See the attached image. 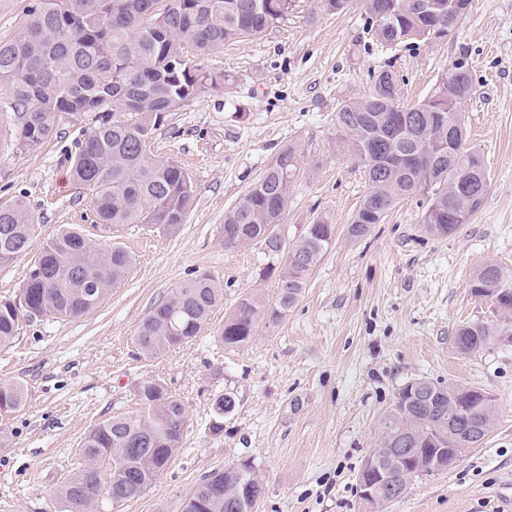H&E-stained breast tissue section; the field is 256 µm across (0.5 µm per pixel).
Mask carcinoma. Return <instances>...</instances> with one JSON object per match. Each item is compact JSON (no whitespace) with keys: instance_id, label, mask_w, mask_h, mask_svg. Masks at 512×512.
Here are the masks:
<instances>
[{"instance_id":"cac0c4a2","label":"carcinoma","mask_w":512,"mask_h":512,"mask_svg":"<svg viewBox=\"0 0 512 512\" xmlns=\"http://www.w3.org/2000/svg\"><path fill=\"white\" fill-rule=\"evenodd\" d=\"M359 0L370 30L382 46H396L419 33L442 40L456 29L448 0ZM293 0H39L26 14L22 32L0 38V81L9 85L5 108L15 117L20 147L39 149L59 133L63 116L99 113L97 125L77 143L72 177L90 196L97 223L105 230L149 224L173 234L195 201L188 172L150 151L167 112H176L206 88L228 84L219 70L201 61L231 42L258 37L279 24ZM394 73L381 70L371 90L344 101L336 112L339 146L363 168L368 190L352 214L349 234L367 236L399 200L428 201L422 224L432 236L448 237L470 223L488 193L484 159L467 146L460 103L472 79L466 62L425 100L403 104ZM301 170L297 148L283 149L263 175L224 213V247L261 245L258 237L284 223L289 189ZM335 225L325 215L283 242L285 261H272L261 276L274 278L277 292L256 289L224 315L218 341L226 349L248 345L259 327H278L307 288L310 270L332 244ZM34 224L21 198L0 206V265L28 253ZM135 257L116 243L103 245L79 225H67L46 242L32 262L19 300L0 298V348L13 343L22 322L54 314L78 318L97 307L120 284ZM504 300L488 321L457 326L451 346L474 355L512 340V267L497 261L479 265L471 293ZM221 283L203 272L172 289L138 327L135 343L157 358L195 340L222 304ZM139 411L113 416L81 440V462L56 489L63 512H87L106 499L117 509L139 497L182 448L187 425L183 404L157 377L137 388ZM24 385L0 382V415L21 409ZM233 394L217 395L210 429L224 431L234 412ZM497 420L495 399L464 385L423 379L399 389L376 448L358 479L380 487L362 497L366 512H384L390 495L402 494L410 478L446 468L480 444ZM403 449L396 455V449ZM264 492L261 470L244 461L213 472L187 498L183 512H254Z\"/></svg>"}]
</instances>
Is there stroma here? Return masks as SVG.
Returning <instances> with one entry per match:
<instances>
[{"label":"stroma","instance_id":"1","mask_svg":"<svg viewBox=\"0 0 512 512\" xmlns=\"http://www.w3.org/2000/svg\"><path fill=\"white\" fill-rule=\"evenodd\" d=\"M461 57L473 83L463 106L468 139L490 177L481 209L457 233L433 237L422 227L427 201L414 196L351 239L367 184L337 145V109L367 92L382 69L396 75L400 100L416 104ZM213 60L231 84L168 113L151 145L196 186L173 235L138 224L94 228L90 198L70 175L94 113L65 118L57 138L26 150L14 142L13 113L0 111V205L24 199L34 223L28 255L0 265V297H19L33 256L68 224L136 258L97 308L76 319H33L0 349V380L28 388L21 410L0 416L11 437L0 448V512H59L54 490L76 464L81 439L107 418L136 414V389L150 377L163 379L186 408L183 446L119 512H181L209 474L243 460L265 478L255 512H365L358 471L398 390L417 378L488 392L497 424L448 468L411 479L385 512H512V342L467 357L450 345L459 324L490 316V301L471 293L473 270L488 259L512 267V0H472L448 39L392 48L376 44L356 2L330 16L316 0H295L277 27ZM289 146L303 158L285 236L296 238L325 214L333 242L280 326L230 351L216 339L225 313L253 289L271 297L276 288L259 276L260 248H225L224 213ZM202 272L224 288L208 329L163 356L141 355L134 339L142 319ZM228 391L236 408L216 435L212 399Z\"/></svg>","mask_w":512,"mask_h":512}]
</instances>
